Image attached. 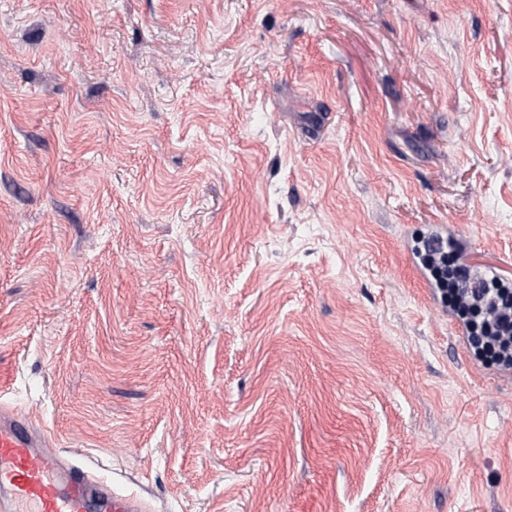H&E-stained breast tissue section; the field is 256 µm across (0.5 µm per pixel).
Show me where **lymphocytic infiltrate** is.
<instances>
[{
	"label": "lymphocytic infiltrate",
	"instance_id": "lymphocytic-infiltrate-1",
	"mask_svg": "<svg viewBox=\"0 0 512 512\" xmlns=\"http://www.w3.org/2000/svg\"><path fill=\"white\" fill-rule=\"evenodd\" d=\"M414 248L436 295L463 325L471 357L483 367L512 371V279L495 276L476 284L464 265L448 267L458 247H435L420 237Z\"/></svg>",
	"mask_w": 512,
	"mask_h": 512
}]
</instances>
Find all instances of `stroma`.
Instances as JSON below:
<instances>
[{"instance_id":"stroma-1","label":"stroma","mask_w":512,"mask_h":512,"mask_svg":"<svg viewBox=\"0 0 512 512\" xmlns=\"http://www.w3.org/2000/svg\"><path fill=\"white\" fill-rule=\"evenodd\" d=\"M443 226L512 277V0H0V404L145 512H512Z\"/></svg>"}]
</instances>
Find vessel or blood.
I'll list each match as a JSON object with an SVG mask.
<instances>
[{"label":"vessel or blood","mask_w":512,"mask_h":512,"mask_svg":"<svg viewBox=\"0 0 512 512\" xmlns=\"http://www.w3.org/2000/svg\"><path fill=\"white\" fill-rule=\"evenodd\" d=\"M0 512H141L69 463L32 412L0 407Z\"/></svg>","instance_id":"1"}]
</instances>
